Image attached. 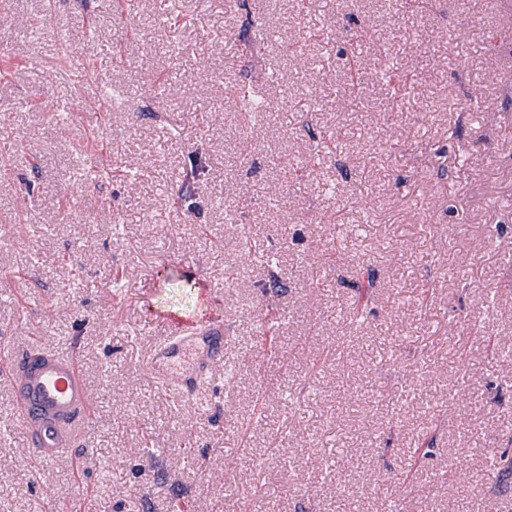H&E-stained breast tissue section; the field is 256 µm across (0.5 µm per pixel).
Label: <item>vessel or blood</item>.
<instances>
[{"label":"vessel or blood","mask_w":512,"mask_h":512,"mask_svg":"<svg viewBox=\"0 0 512 512\" xmlns=\"http://www.w3.org/2000/svg\"><path fill=\"white\" fill-rule=\"evenodd\" d=\"M224 358V317L197 324L170 325L150 349L146 368L169 394L190 400L212 381L214 364ZM22 427L41 459L79 447L89 420L91 398L75 355L46 347L36 339L9 346L0 356Z\"/></svg>","instance_id":"vessel-or-blood-1"}]
</instances>
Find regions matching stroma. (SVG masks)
Instances as JSON below:
<instances>
[{
    "label": "stroma",
    "instance_id": "obj_1",
    "mask_svg": "<svg viewBox=\"0 0 512 512\" xmlns=\"http://www.w3.org/2000/svg\"><path fill=\"white\" fill-rule=\"evenodd\" d=\"M113 2L0 0V346L93 400L43 461L0 375V512H512V15ZM218 312L236 371L179 401L148 349Z\"/></svg>",
    "mask_w": 512,
    "mask_h": 512
}]
</instances>
